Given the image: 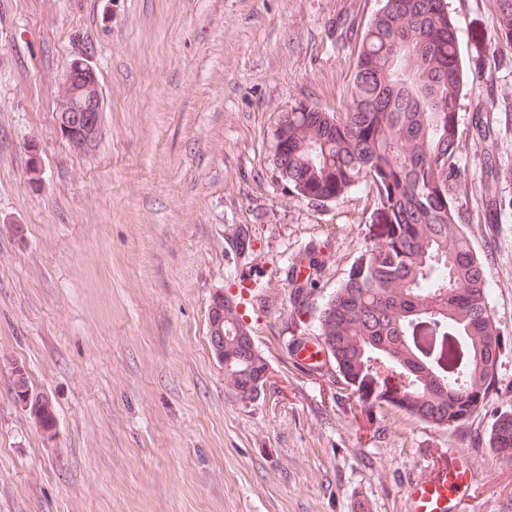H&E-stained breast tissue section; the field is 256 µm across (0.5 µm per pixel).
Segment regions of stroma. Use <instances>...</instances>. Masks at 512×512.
<instances>
[{
  "label": "stroma",
  "mask_w": 512,
  "mask_h": 512,
  "mask_svg": "<svg viewBox=\"0 0 512 512\" xmlns=\"http://www.w3.org/2000/svg\"><path fill=\"white\" fill-rule=\"evenodd\" d=\"M380 0H0V512H406L421 468L464 452L466 512H506L512 461L490 445L512 411V342L459 427L365 411L289 356L285 273L327 259L323 300L372 244L374 193L289 195L267 132L310 102L341 111ZM467 72L452 189L512 339V214L484 162L512 166V49L491 0H448ZM482 52H475L472 37ZM104 97L95 146L55 122L75 58ZM487 118L491 135L473 129ZM247 235L250 246L235 242ZM257 288L243 287L246 279ZM234 300L269 379L242 402L209 345L214 292ZM56 411L47 436L16 370Z\"/></svg>",
  "instance_id": "obj_1"
}]
</instances>
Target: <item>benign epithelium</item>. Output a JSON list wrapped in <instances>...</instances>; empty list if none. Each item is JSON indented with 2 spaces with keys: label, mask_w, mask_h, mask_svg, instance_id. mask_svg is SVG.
I'll return each mask as SVG.
<instances>
[{
  "label": "benign epithelium",
  "mask_w": 512,
  "mask_h": 512,
  "mask_svg": "<svg viewBox=\"0 0 512 512\" xmlns=\"http://www.w3.org/2000/svg\"><path fill=\"white\" fill-rule=\"evenodd\" d=\"M64 102L56 112L61 133L70 143L88 149L97 140L103 98L95 68L88 59L71 61L62 77ZM224 302L221 293L212 296L208 307L209 342L215 357L224 362Z\"/></svg>",
  "instance_id": "7a95c632"
}]
</instances>
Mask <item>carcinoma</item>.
<instances>
[{"label":"carcinoma","instance_id":"1","mask_svg":"<svg viewBox=\"0 0 512 512\" xmlns=\"http://www.w3.org/2000/svg\"><path fill=\"white\" fill-rule=\"evenodd\" d=\"M503 46L512 47V0H492ZM464 64L447 0H383L361 33L344 111L300 103L269 130L279 179L294 196L333 202L365 184L374 192L375 238L321 306L320 253L289 295L298 340L317 322L342 385L372 408L387 406L436 427L463 425L496 384L507 338L488 307L483 265L464 231L451 187L459 177L458 112ZM224 384L241 401L269 369L236 306L224 308ZM44 431L54 406L29 408ZM490 443L512 459V412Z\"/></svg>","mask_w":512,"mask_h":512}]
</instances>
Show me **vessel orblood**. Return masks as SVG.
I'll return each mask as SVG.
<instances>
[{"mask_svg": "<svg viewBox=\"0 0 512 512\" xmlns=\"http://www.w3.org/2000/svg\"><path fill=\"white\" fill-rule=\"evenodd\" d=\"M473 473L462 454L409 485L407 512H465Z\"/></svg>", "mask_w": 512, "mask_h": 512, "instance_id": "vessel-or-blood-1", "label": "vessel or blood"}]
</instances>
